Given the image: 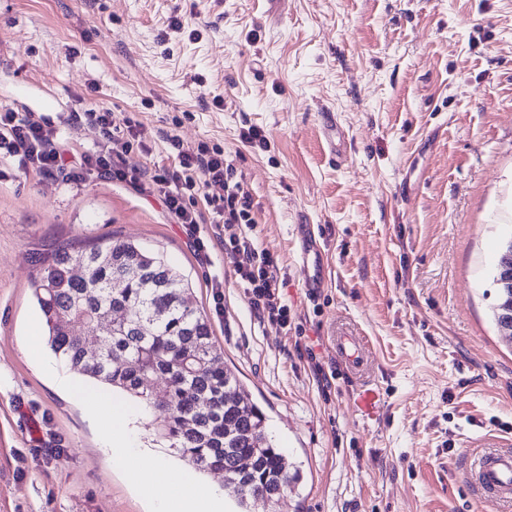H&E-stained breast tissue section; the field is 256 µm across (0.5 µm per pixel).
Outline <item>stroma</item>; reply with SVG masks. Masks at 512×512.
<instances>
[{
    "mask_svg": "<svg viewBox=\"0 0 512 512\" xmlns=\"http://www.w3.org/2000/svg\"><path fill=\"white\" fill-rule=\"evenodd\" d=\"M175 19L184 34H170ZM1 105L78 150L98 132L73 113L133 116L150 170L177 162L168 131L223 147L253 199L256 246L280 259L291 325L255 313L216 225H200V253L129 185L5 169L0 512H150L80 399L24 350L45 260L112 239L180 274L222 367L265 414L299 475L267 512H486L467 456L512 437V342L493 317L512 238V0H0ZM251 127L267 150L242 142ZM306 225L324 256L316 294L299 262ZM345 330L369 344L357 380L336 354ZM120 408L136 445L190 472L138 403Z\"/></svg>",
    "mask_w": 512,
    "mask_h": 512,
    "instance_id": "1",
    "label": "stroma"
}]
</instances>
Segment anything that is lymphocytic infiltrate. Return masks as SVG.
I'll list each match as a JSON object with an SVG mask.
<instances>
[{
  "mask_svg": "<svg viewBox=\"0 0 512 512\" xmlns=\"http://www.w3.org/2000/svg\"><path fill=\"white\" fill-rule=\"evenodd\" d=\"M88 123L98 129L93 147L72 152L55 128L35 114L0 107V159L17 163L46 178L65 176L78 184L89 178L118 181L140 193L160 197L173 223L196 228L210 222L224 228V250L235 257L234 271L246 288L250 304L263 318L279 328L288 326V307L280 293L279 259L250 243L256 224L251 195L235 175V166L221 147L199 143L184 146L178 136H168L177 151L175 169L148 170L134 158L149 147L141 123L108 108L89 109ZM222 195H211L213 187ZM246 261H239V254Z\"/></svg>",
  "mask_w": 512,
  "mask_h": 512,
  "instance_id": "f902f5d3",
  "label": "lymphocytic infiltrate"
}]
</instances>
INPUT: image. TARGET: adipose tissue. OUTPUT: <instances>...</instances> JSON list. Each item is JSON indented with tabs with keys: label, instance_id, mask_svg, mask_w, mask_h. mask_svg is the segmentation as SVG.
<instances>
[{
	"label": "adipose tissue",
	"instance_id": "adipose-tissue-1",
	"mask_svg": "<svg viewBox=\"0 0 512 512\" xmlns=\"http://www.w3.org/2000/svg\"><path fill=\"white\" fill-rule=\"evenodd\" d=\"M60 382L84 396L88 415L102 424L115 464L152 502V512H225L222 488L197 483L174 471L164 459L134 444L122 419L113 416L111 405L87 397L85 387L75 385L69 376H61Z\"/></svg>",
	"mask_w": 512,
	"mask_h": 512
}]
</instances>
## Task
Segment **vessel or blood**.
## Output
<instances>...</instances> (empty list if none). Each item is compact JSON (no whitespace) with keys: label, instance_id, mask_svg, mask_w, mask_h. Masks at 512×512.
I'll return each mask as SVG.
<instances>
[{"label":"vessel or blood","instance_id":"vessel-or-blood-1","mask_svg":"<svg viewBox=\"0 0 512 512\" xmlns=\"http://www.w3.org/2000/svg\"><path fill=\"white\" fill-rule=\"evenodd\" d=\"M336 348L341 360L354 372H361L365 344L359 336H340ZM470 481L481 502L491 506L512 503V446L490 440L480 443L472 454Z\"/></svg>","mask_w":512,"mask_h":512}]
</instances>
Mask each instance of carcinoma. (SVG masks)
Instances as JSON below:
<instances>
[{"label": "carcinoma", "mask_w": 512, "mask_h": 512, "mask_svg": "<svg viewBox=\"0 0 512 512\" xmlns=\"http://www.w3.org/2000/svg\"><path fill=\"white\" fill-rule=\"evenodd\" d=\"M123 278L112 288L113 277ZM35 296L53 351L107 388L167 414L157 439L199 472L224 470V495L240 512L280 499L295 479L269 439L264 413L217 366L209 319L192 308L183 279L158 257L112 240L57 249L40 270ZM121 318L97 341L82 328ZM163 394L154 392L157 378Z\"/></svg>", "instance_id": "1"}]
</instances>
